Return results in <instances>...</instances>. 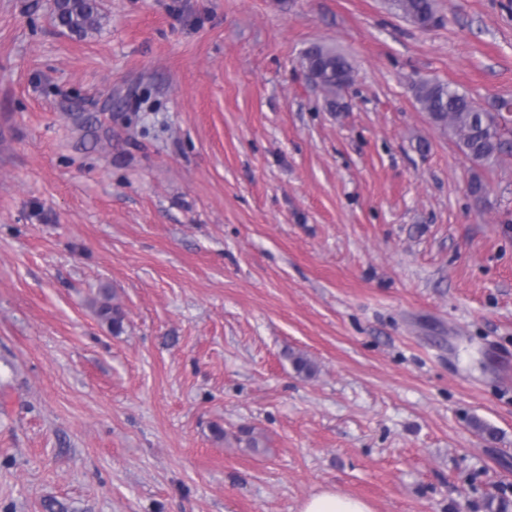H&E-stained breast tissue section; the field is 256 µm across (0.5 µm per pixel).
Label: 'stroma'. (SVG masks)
<instances>
[{"instance_id": "35a3bbf8", "label": "stroma", "mask_w": 512, "mask_h": 512, "mask_svg": "<svg viewBox=\"0 0 512 512\" xmlns=\"http://www.w3.org/2000/svg\"><path fill=\"white\" fill-rule=\"evenodd\" d=\"M436 4L0 0V512L512 502V157L412 92L512 99V0ZM55 21L70 32L84 34L99 16L97 0H58ZM389 3L418 29L427 30L437 22L435 0H389ZM302 67L336 105L353 82V68L348 59L322 45H313L304 52ZM100 295L103 297V301L99 305L97 301L95 303L97 315L109 323L113 332H121L124 319L122 311L119 306L110 303L111 296L108 289H102ZM301 512H373L371 506L354 497L324 490L312 494L304 503Z\"/></svg>"}]
</instances>
